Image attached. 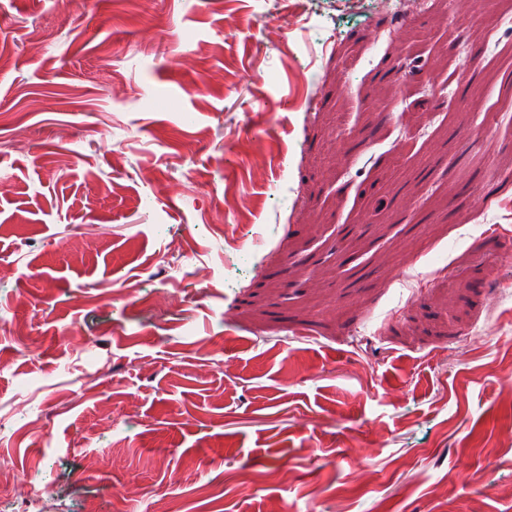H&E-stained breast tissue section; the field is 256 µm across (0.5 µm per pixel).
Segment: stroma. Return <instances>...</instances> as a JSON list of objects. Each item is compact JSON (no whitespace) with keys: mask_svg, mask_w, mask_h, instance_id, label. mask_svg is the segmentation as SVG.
I'll return each instance as SVG.
<instances>
[{"mask_svg":"<svg viewBox=\"0 0 512 512\" xmlns=\"http://www.w3.org/2000/svg\"><path fill=\"white\" fill-rule=\"evenodd\" d=\"M2 16L19 488L58 483L63 512H512V193L483 194L512 169V0Z\"/></svg>","mask_w":512,"mask_h":512,"instance_id":"1","label":"stroma"}]
</instances>
